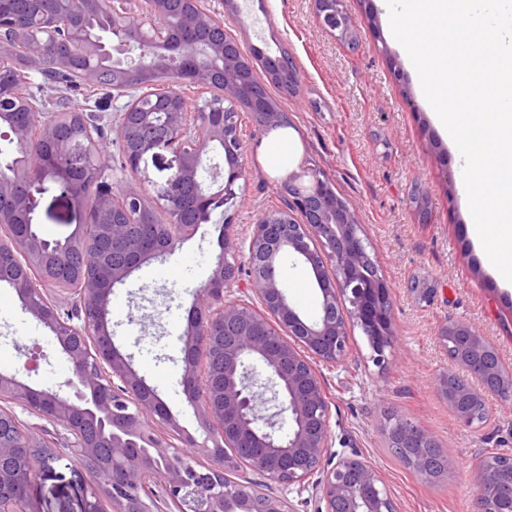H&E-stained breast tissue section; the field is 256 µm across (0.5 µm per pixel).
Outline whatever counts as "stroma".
<instances>
[{
    "mask_svg": "<svg viewBox=\"0 0 512 512\" xmlns=\"http://www.w3.org/2000/svg\"><path fill=\"white\" fill-rule=\"evenodd\" d=\"M236 4L239 18L226 30L242 50L274 55L287 49L300 73L296 94L268 90L291 123L288 157L275 167L264 144L250 145L243 190L232 213L215 209L174 254L149 261L115 289L110 313L115 341L178 424L200 435L183 387H171L168 379L183 374L180 336L220 252L219 227L232 220L240 241H248L258 217L281 203L278 177L310 160L357 209L371 254L391 288L396 328L394 356L386 369L373 364L357 328L346 364L320 366L332 402L331 451L371 462L398 512H476L474 465L480 456L512 454V403L487 396L490 421L461 426L435 387L437 373L448 362L436 334L445 320L469 321L498 346L504 366L512 369V288L500 286L474 246L458 149L437 130L422 88L390 32L382 0H345L357 24L353 45L316 25L312 0ZM369 11L376 16L372 26L363 21ZM112 138V131H105L113 189L132 182L145 199H153L152 183L164 182L178 157L158 150L145 164L146 179L133 181L120 169ZM36 218L41 237L49 241L65 239L77 228L68 199L54 189L40 196ZM284 277L290 300L313 317L319 293L308 270L290 258ZM24 368L40 385L55 384L69 373L51 332L23 308L12 287L0 283V372ZM390 412L434 435L448 456L441 477L421 479L393 455L382 433ZM18 416L56 453L50 466H33L27 512H89L95 477L67 453L64 432L26 411Z\"/></svg>",
    "mask_w": 512,
    "mask_h": 512,
    "instance_id": "obj_1",
    "label": "stroma"
}]
</instances>
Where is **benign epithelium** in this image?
<instances>
[{
	"instance_id": "1",
	"label": "benign epithelium",
	"mask_w": 512,
	"mask_h": 512,
	"mask_svg": "<svg viewBox=\"0 0 512 512\" xmlns=\"http://www.w3.org/2000/svg\"><path fill=\"white\" fill-rule=\"evenodd\" d=\"M0 0V40L20 44L31 58L55 57L90 88L110 86L121 95L141 79L115 127L121 171L138 177L147 156L168 148L179 166L154 186L147 205L133 186L112 189L98 175L93 206L89 183L71 164L72 141L58 134V118L47 117L28 88L29 75L0 65V127L18 154L0 162V254H10L19 271L0 269V281L16 291L25 310L48 328L69 364L60 385L33 384L17 373L0 372V512H25L29 468L15 461L8 434L24 435L23 452L39 447L37 433L24 427L15 404L47 418L71 439L69 453L96 462L93 496L106 498L112 512H397L376 468L357 455L335 457L331 402L317 365L347 360L351 329L366 337L370 359L381 370L393 355L395 325L390 289L361 235L357 211L340 198L330 178L306 161L278 178L288 203L264 212L242 250L232 218L224 216L222 247L212 275L199 289L183 332L182 385L194 406L202 439L182 429L166 403L116 346L107 315L112 288L143 263L172 253L220 206L228 212L240 194L247 152L239 109L253 118L257 139L282 128L286 115L266 94L273 83L288 91L298 83L293 64L256 49L241 52L224 31V11L205 10L198 0H144L146 14L132 19L114 0ZM344 0H314L319 26L339 41H352L353 24ZM62 18L48 36L29 27L32 13ZM106 16L105 33L89 31L87 20ZM190 84L219 94L195 110L177 87ZM85 148L100 147V125L81 109ZM216 190L205 189L200 171L209 153ZM53 186L65 196L88 236L71 235L50 243L32 231L37 196ZM173 214L161 225L160 247L148 243L138 225L157 223V210ZM79 259L68 286L70 305L49 294L61 282L47 272L62 254ZM305 264L320 293L317 315L306 318L288 299L283 263ZM248 277L256 304L226 300ZM437 339L450 360L436 388L465 426L475 423L481 392L512 398V371L495 345L461 319L445 320ZM260 366L264 378L254 374ZM466 371L473 388L459 377ZM275 412H270V409ZM395 427L408 444L389 443L395 456L416 475L431 480L430 449L435 439L410 419ZM206 459L199 467L187 459ZM477 512H512V455L485 459L475 469ZM296 493L298 500L289 498ZM308 497H303V493Z\"/></svg>"
}]
</instances>
